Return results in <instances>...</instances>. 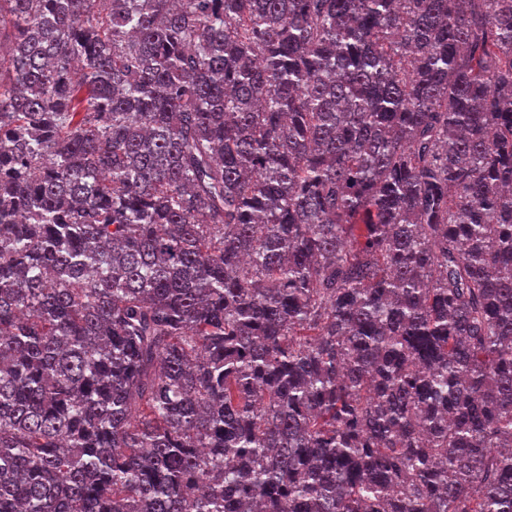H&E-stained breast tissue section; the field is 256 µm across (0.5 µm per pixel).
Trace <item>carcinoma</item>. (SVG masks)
I'll list each match as a JSON object with an SVG mask.
<instances>
[{"mask_svg": "<svg viewBox=\"0 0 512 512\" xmlns=\"http://www.w3.org/2000/svg\"><path fill=\"white\" fill-rule=\"evenodd\" d=\"M0 512H512V0H0Z\"/></svg>", "mask_w": 512, "mask_h": 512, "instance_id": "obj_1", "label": "carcinoma"}]
</instances>
